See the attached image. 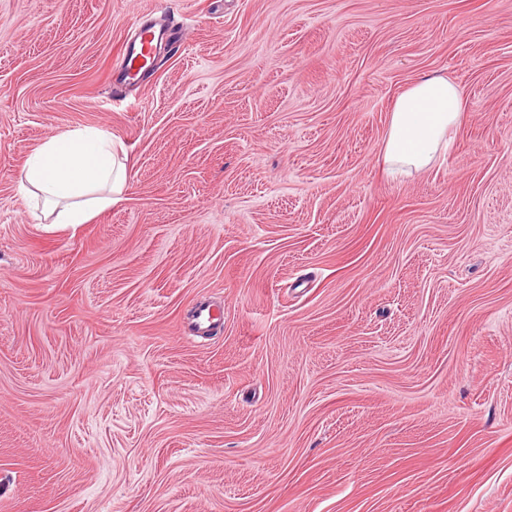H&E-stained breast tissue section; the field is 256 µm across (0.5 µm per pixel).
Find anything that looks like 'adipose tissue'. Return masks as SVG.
Returning <instances> with one entry per match:
<instances>
[{
	"mask_svg": "<svg viewBox=\"0 0 512 512\" xmlns=\"http://www.w3.org/2000/svg\"><path fill=\"white\" fill-rule=\"evenodd\" d=\"M466 101L442 76L410 85L392 104L383 145L387 164L422 170L448 149ZM128 182L126 153L102 131L72 130L45 140L30 156L19 180L44 198L58 224H84L118 203Z\"/></svg>",
	"mask_w": 512,
	"mask_h": 512,
	"instance_id": "adipose-tissue-1",
	"label": "adipose tissue"
}]
</instances>
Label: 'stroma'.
Masks as SVG:
<instances>
[{"label":"stroma","instance_id":"obj_1","mask_svg":"<svg viewBox=\"0 0 512 512\" xmlns=\"http://www.w3.org/2000/svg\"><path fill=\"white\" fill-rule=\"evenodd\" d=\"M426 75L467 110L390 174ZM82 127L128 182L53 224ZM0 512H512V0H0ZM152 40L153 35L151 34L150 28L148 27H141L136 33V38L128 49L130 69H134L132 67L135 63H143V65L138 66L133 73L129 71L128 76H137L142 70L148 67V61L146 62L144 59L145 57L150 56V61L152 62L154 53ZM390 112L384 160L396 168L419 171L450 147L452 132L466 112V100L447 77H425L410 85ZM126 153L102 131L72 130L45 140L19 180L44 198L53 224H85L121 201L128 182Z\"/></svg>","mask_w":512,"mask_h":512}]
</instances>
